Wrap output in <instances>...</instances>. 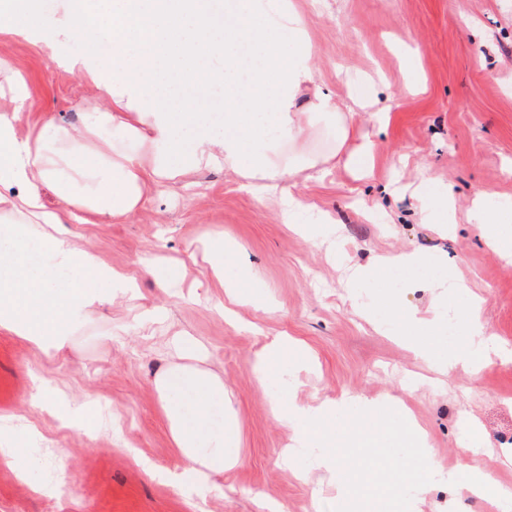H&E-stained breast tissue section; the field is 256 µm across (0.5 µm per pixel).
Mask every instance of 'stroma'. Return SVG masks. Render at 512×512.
<instances>
[{"instance_id": "stroma-1", "label": "stroma", "mask_w": 512, "mask_h": 512, "mask_svg": "<svg viewBox=\"0 0 512 512\" xmlns=\"http://www.w3.org/2000/svg\"><path fill=\"white\" fill-rule=\"evenodd\" d=\"M294 3L316 53L321 93L345 96L377 72L375 104L311 113L305 91L297 99L302 133L267 139L266 172L306 204L301 231L283 223L278 194L257 198L250 177L224 167L188 172L126 219L66 225L103 263L132 276L139 295L115 299L60 351L0 330V415L18 417L9 432L17 447L46 439L33 457L0 460V512H258L261 500L285 512H338V498L365 501L370 486L389 492L388 471L404 459L384 455L381 435L371 431L349 438L332 426L352 479L314 470L301 480L284 462L293 432L274 418L273 395L252 369L276 336L294 340L271 374L280 380L277 394L296 404L345 391L398 396L443 469L459 476L474 462L463 445L467 416L481 427L482 447L512 448V359L475 375L461 368L440 375L393 339L408 311L458 308L456 289L408 287L406 271L351 287L346 272L376 254L414 250L445 259L436 277L453 272L473 282L488 334L512 345V264L467 220L475 194L485 191L500 223L512 225V0ZM0 57L26 73L33 113L69 125L102 105L88 79L27 42L0 35ZM368 141L375 152L363 178L346 159ZM447 187L455 229L422 224L421 211ZM209 230L238 246L224 258L225 275L268 299L259 309L240 308L237 322L225 317L224 291L209 275L202 244ZM142 257L175 265L180 286L159 288ZM247 267L253 277H243ZM388 293L395 306L379 308L378 326L354 314L353 304L377 305ZM153 307L166 310L167 320L142 324ZM178 331L202 345V365L223 378L238 420L241 463L209 489L181 491L161 478L183 467L154 389L157 374L178 359L170 342ZM90 396L107 405L111 429L67 426L68 401ZM25 466L27 484L18 477ZM48 472L57 489L38 493L34 485Z\"/></svg>"}]
</instances>
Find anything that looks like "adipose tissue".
<instances>
[{
    "instance_id": "1",
    "label": "adipose tissue",
    "mask_w": 512,
    "mask_h": 512,
    "mask_svg": "<svg viewBox=\"0 0 512 512\" xmlns=\"http://www.w3.org/2000/svg\"><path fill=\"white\" fill-rule=\"evenodd\" d=\"M299 30L298 18L274 0H226L220 13L208 0H67L59 16L43 12L36 0H0V33L30 41L71 68L87 62L90 78L109 77L113 88L111 107L91 113L81 126L47 122L22 138L17 126L27 109L28 85L0 57L6 76L0 86V330L61 349L70 343L73 322L131 289L125 274L103 264L63 224L111 223L141 207L163 182L203 164L262 173L268 132L301 133L296 98L320 79L313 48L293 47ZM73 41L82 60L66 57ZM115 131L148 142L153 159L113 154ZM83 155L93 156L96 169L74 165ZM47 187L59 209L47 208ZM438 324L435 315L412 316L396 333L433 370L476 373L512 357L511 347L489 337L477 297H470L459 319L466 343L444 348L427 342ZM177 343L181 361L155 380L186 462L171 482L207 488L240 462L235 414L222 378L194 365L196 343L186 337ZM329 417L347 427L367 418L392 424L418 444L419 471L403 466L392 477L393 486L412 491L395 497L391 512H423L427 496L443 481L458 497L489 499L499 512H512V487L492 467L468 468L462 479L444 476L413 416L392 396L368 400L347 393L317 406L290 407L280 419L299 435L288 458L326 443L321 425Z\"/></svg>"
}]
</instances>
